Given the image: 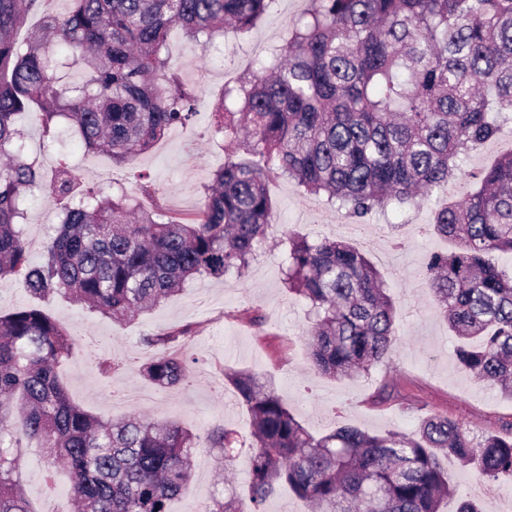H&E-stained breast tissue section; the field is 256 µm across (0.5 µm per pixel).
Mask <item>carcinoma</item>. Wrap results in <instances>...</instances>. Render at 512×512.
Here are the masks:
<instances>
[{"mask_svg":"<svg viewBox=\"0 0 512 512\" xmlns=\"http://www.w3.org/2000/svg\"><path fill=\"white\" fill-rule=\"evenodd\" d=\"M35 2L0 0V280L20 277L38 299L61 296L119 324L197 278L245 276L273 224L269 176L363 223L462 180L459 162L512 124V0H310L258 70L224 83L213 116L227 157L202 185L198 216L167 218L144 205L157 193L150 182L86 187L64 159L46 175L17 142L16 117L37 109L52 141L71 122L86 154L131 163L197 113L169 66L171 31L204 51L227 24L250 32L276 0H69L21 41ZM240 150L254 160L235 159ZM34 188L68 200L37 262L23 231ZM427 231L458 245L431 253L426 271L461 338L460 368L512 395V271L494 261L512 254V152L438 206ZM285 244L282 283L312 315L304 341L314 370L351 377L389 360L395 306L368 255L337 238L288 233ZM192 334L184 325L143 336V378L190 387L193 360L181 348ZM76 344L40 306L0 313V512H33L20 475L25 439L67 469L77 512H168L200 436L77 407L58 378ZM224 379L251 418V495L244 502L226 486L207 512H264L282 485L312 512H439L453 493L442 458L487 481L512 475V431L479 437L428 416L412 433L343 426L317 438L253 373ZM230 435L219 426L206 436L228 463Z\"/></svg>","mask_w":512,"mask_h":512,"instance_id":"carcinoma-1","label":"carcinoma"}]
</instances>
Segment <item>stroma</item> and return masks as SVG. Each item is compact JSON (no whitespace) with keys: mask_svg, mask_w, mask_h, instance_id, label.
Returning a JSON list of instances; mask_svg holds the SVG:
<instances>
[{"mask_svg":"<svg viewBox=\"0 0 512 512\" xmlns=\"http://www.w3.org/2000/svg\"><path fill=\"white\" fill-rule=\"evenodd\" d=\"M309 0H277L251 32L228 34L219 48L207 52L188 43L180 32L170 38V64L197 96V114L187 126L172 131L147 154L118 166L109 155H86L69 132L45 143L33 115L19 117L16 126L27 149L39 152L45 171H52L59 153H66L82 183L134 187L147 175L160 192L167 214L194 216L199 190L223 163L224 136L213 124V109L224 84L233 80L268 48L287 37ZM276 221L244 278H204L165 300L151 311L116 324L67 299L45 308L64 328H78L85 343L59 369L71 400L106 419L139 412L156 420L181 423L203 434L214 426L230 430L237 455L225 464L224 451L200 444L193 453V476L171 512H200L211 497L222 495L225 482L239 493L248 491L249 448L253 442L247 410L237 400L218 395L212 378L228 368L256 373L287 402L304 428L321 436L344 425L372 434L414 431L423 415L439 414L477 434H500L512 423V396L462 370L454 357L456 336L432 304L422 285L426 259L434 251L451 252L455 242L422 230L431 220L429 208L391 211L355 224L320 199L304 194L283 178L268 182ZM25 239L31 259H39L58 219V206L42 191L27 202ZM312 238L339 236L360 245L383 276L396 307L401 342L391 359L354 377L316 374L304 336L311 325L307 306L282 285L279 241L284 233ZM195 325L187 350L200 371L186 391L161 392L139 373L148 356L142 336L174 324ZM121 358L125 370L101 376L100 356ZM454 489L441 512H456L470 486L483 487L482 512H512V477L481 482L474 470L445 458ZM21 474L34 512H73L68 477L63 467L49 468L41 448L23 451Z\"/></svg>","mask_w":512,"mask_h":512,"instance_id":"1","label":"stroma"}]
</instances>
